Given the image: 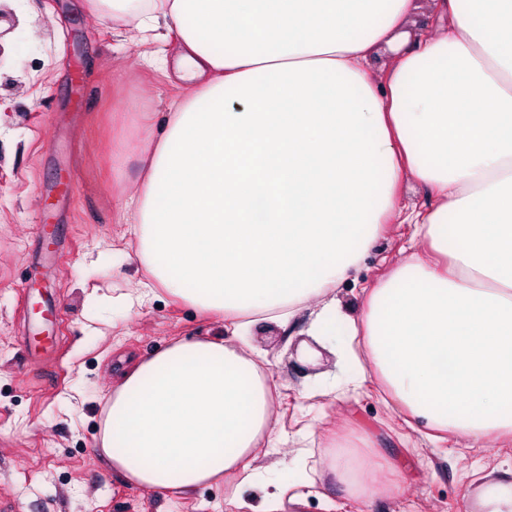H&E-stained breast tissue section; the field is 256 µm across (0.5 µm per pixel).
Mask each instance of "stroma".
Returning <instances> with one entry per match:
<instances>
[{
    "instance_id": "stroma-1",
    "label": "stroma",
    "mask_w": 512,
    "mask_h": 512,
    "mask_svg": "<svg viewBox=\"0 0 512 512\" xmlns=\"http://www.w3.org/2000/svg\"><path fill=\"white\" fill-rule=\"evenodd\" d=\"M17 28L0 38V505L8 512H238L235 495L261 482L228 480L191 495H157L112 470L98 428L117 357H147L176 340L223 338V315L167 293L127 307L143 277L119 206L134 190L148 138L160 135L184 82L167 78L174 43L133 45L122 24L88 0H15ZM413 227L390 222L336 286L350 314L363 290L405 259ZM308 311L285 328L254 323L266 356L280 440L268 479L304 493L288 512H474L493 466L512 446L431 444L421 419L389 409L374 379L341 392L356 368L346 340L320 343L326 367L291 355L307 337ZM359 448L357 477L383 494L365 500L326 474L336 447Z\"/></svg>"
}]
</instances>
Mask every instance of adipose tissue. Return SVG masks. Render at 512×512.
<instances>
[{
  "instance_id": "adipose-tissue-1",
  "label": "adipose tissue",
  "mask_w": 512,
  "mask_h": 512,
  "mask_svg": "<svg viewBox=\"0 0 512 512\" xmlns=\"http://www.w3.org/2000/svg\"><path fill=\"white\" fill-rule=\"evenodd\" d=\"M414 0H111L131 40L179 34L188 83L135 189L139 258L156 287L230 320L236 341L175 343L128 362L101 453L128 482L187 494L257 480L278 420L249 342L256 318L345 325L354 384L377 376L433 440L512 443V0H433L443 34L403 40ZM401 41L385 79L376 46ZM412 178L425 252L370 289L361 314L332 285L356 268ZM479 512H512L492 470ZM398 198L399 207L403 209L423 208L433 203L429 190L412 179L401 186Z\"/></svg>"
}]
</instances>
